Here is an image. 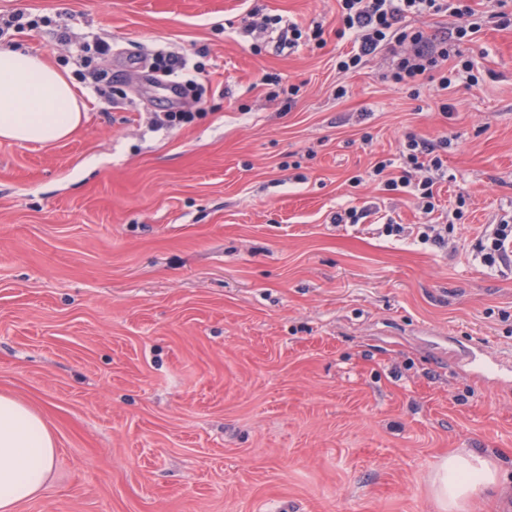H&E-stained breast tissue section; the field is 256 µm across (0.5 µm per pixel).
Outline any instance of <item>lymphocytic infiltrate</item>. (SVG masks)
<instances>
[{"instance_id":"lymphocytic-infiltrate-1","label":"lymphocytic infiltrate","mask_w":512,"mask_h":512,"mask_svg":"<svg viewBox=\"0 0 512 512\" xmlns=\"http://www.w3.org/2000/svg\"><path fill=\"white\" fill-rule=\"evenodd\" d=\"M338 36L348 37L350 48L338 56L336 68L346 73L358 69L369 57L389 50L392 66L389 79L396 84L416 85L422 77H438L442 87H449L452 78L444 64L451 56L452 46L472 36L487 21L507 25L503 7L506 0H483L481 22H474L475 13L468 0H337ZM446 13L455 23L447 36L434 38L411 25L414 17ZM447 140L431 142L417 135H406L399 148L398 160L378 161L373 175H385L390 167L399 173L387 177L390 189L408 188L419 200L424 214L436 210L435 178L444 175L443 153ZM475 248L490 267L512 266V216L503 217L489 237L478 239Z\"/></svg>"}]
</instances>
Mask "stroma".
Wrapping results in <instances>:
<instances>
[{
    "label": "stroma",
    "instance_id": "1",
    "mask_svg": "<svg viewBox=\"0 0 512 512\" xmlns=\"http://www.w3.org/2000/svg\"><path fill=\"white\" fill-rule=\"evenodd\" d=\"M336 10L0 0L28 21L0 46L41 55L86 112L54 144L0 140V394L56 442L16 512H444L451 454L512 480V269L474 249L512 214V26L460 43L450 87L412 88L385 52L337 71ZM292 23L321 42L289 46ZM84 42L110 48L92 60L110 101ZM166 54L204 74L200 102L142 78ZM177 111L196 118L155 124ZM409 133L449 140L444 249L371 174ZM349 207L369 215L336 226ZM390 217L409 236L382 234Z\"/></svg>",
    "mask_w": 512,
    "mask_h": 512
}]
</instances>
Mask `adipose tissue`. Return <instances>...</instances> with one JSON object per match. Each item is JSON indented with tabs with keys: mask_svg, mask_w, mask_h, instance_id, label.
Wrapping results in <instances>:
<instances>
[{
	"mask_svg": "<svg viewBox=\"0 0 512 512\" xmlns=\"http://www.w3.org/2000/svg\"><path fill=\"white\" fill-rule=\"evenodd\" d=\"M83 113L71 83L42 56L21 48L0 50V139L52 144L69 138ZM55 455L41 415L0 395V512H15L44 488ZM499 475L486 460L451 455L437 475V495L456 512L461 502L495 487Z\"/></svg>",
	"mask_w": 512,
	"mask_h": 512,
	"instance_id": "adipose-tissue-1",
	"label": "adipose tissue"
}]
</instances>
